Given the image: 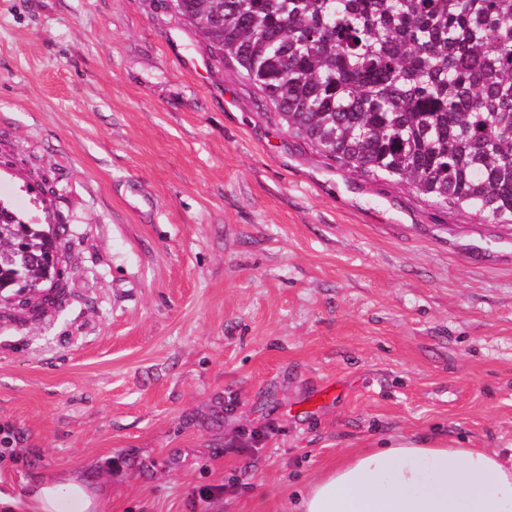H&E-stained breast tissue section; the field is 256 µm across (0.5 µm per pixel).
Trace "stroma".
<instances>
[{
	"label": "stroma",
	"mask_w": 512,
	"mask_h": 512,
	"mask_svg": "<svg viewBox=\"0 0 512 512\" xmlns=\"http://www.w3.org/2000/svg\"><path fill=\"white\" fill-rule=\"evenodd\" d=\"M0 201L65 226L68 292L0 310L1 493L290 512L389 440L512 463V226L327 166L168 0H0Z\"/></svg>",
	"instance_id": "stroma-1"
}]
</instances>
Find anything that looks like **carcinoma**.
<instances>
[{
  "mask_svg": "<svg viewBox=\"0 0 512 512\" xmlns=\"http://www.w3.org/2000/svg\"><path fill=\"white\" fill-rule=\"evenodd\" d=\"M288 133L349 172L512 224V0H169ZM0 202V294L53 232Z\"/></svg>",
  "mask_w": 512,
  "mask_h": 512,
  "instance_id": "obj_1",
  "label": "carcinoma"
}]
</instances>
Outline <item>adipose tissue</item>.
<instances>
[{
	"label": "adipose tissue",
	"mask_w": 512,
	"mask_h": 512,
	"mask_svg": "<svg viewBox=\"0 0 512 512\" xmlns=\"http://www.w3.org/2000/svg\"><path fill=\"white\" fill-rule=\"evenodd\" d=\"M105 496L58 473L17 496L0 494V512H103ZM291 512H512V465L444 436L392 440L339 459Z\"/></svg>",
	"instance_id": "1"
}]
</instances>
